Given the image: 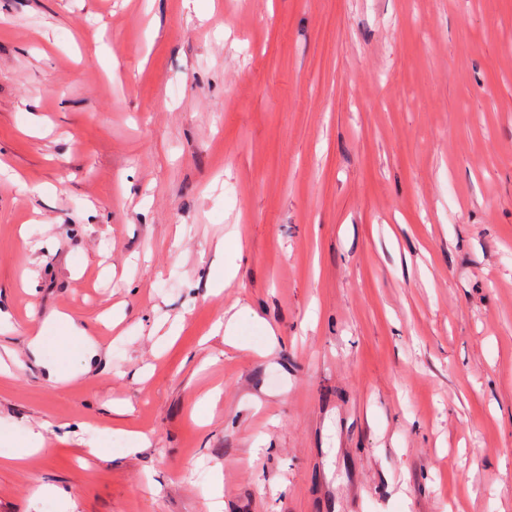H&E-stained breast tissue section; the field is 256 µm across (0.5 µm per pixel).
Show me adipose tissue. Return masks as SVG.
<instances>
[{
	"instance_id": "1",
	"label": "adipose tissue",
	"mask_w": 512,
	"mask_h": 512,
	"mask_svg": "<svg viewBox=\"0 0 512 512\" xmlns=\"http://www.w3.org/2000/svg\"><path fill=\"white\" fill-rule=\"evenodd\" d=\"M55 322L60 327L58 336L49 338L43 335L33 337L28 351L35 364L43 366L49 378L55 380L78 381L82 375V363L90 362L97 354L93 339L94 327L77 324L64 313L56 314ZM55 347L56 357H48V347Z\"/></svg>"
}]
</instances>
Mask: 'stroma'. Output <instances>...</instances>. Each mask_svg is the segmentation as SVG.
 <instances>
[{"label": "stroma", "mask_w": 512, "mask_h": 512, "mask_svg": "<svg viewBox=\"0 0 512 512\" xmlns=\"http://www.w3.org/2000/svg\"><path fill=\"white\" fill-rule=\"evenodd\" d=\"M0 161V512H512V0H0ZM57 325H60L59 336L37 335L28 343V351L37 365L47 370L49 379L56 381L67 380L77 382L84 374L92 358L97 355V346L93 339L95 328L88 325H79L74 319L64 313H57L54 317ZM53 344L58 355L47 358V348ZM75 358L85 363L82 367H76L69 361ZM31 435L39 442L37 446H28V444L20 445L14 449V451L8 455L3 456L0 460V465L3 466H14L20 464L29 456L38 452L47 451L49 448H41L44 442V436L41 432L31 431Z\"/></svg>", "instance_id": "35a3bbf8"}]
</instances>
